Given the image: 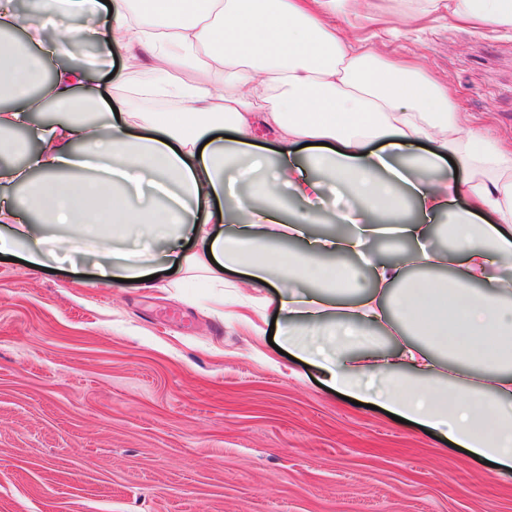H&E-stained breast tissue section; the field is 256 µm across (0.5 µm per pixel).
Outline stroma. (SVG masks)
I'll return each instance as SVG.
<instances>
[{
    "instance_id": "1",
    "label": "stroma",
    "mask_w": 512,
    "mask_h": 512,
    "mask_svg": "<svg viewBox=\"0 0 512 512\" xmlns=\"http://www.w3.org/2000/svg\"><path fill=\"white\" fill-rule=\"evenodd\" d=\"M397 35L336 25L415 55L484 135L512 140V31L410 20ZM113 50L95 83H139ZM104 282L92 258L0 260V512H512V469L338 397L202 271Z\"/></svg>"
}]
</instances>
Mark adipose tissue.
<instances>
[{"instance_id": "adipose-tissue-1", "label": "adipose tissue", "mask_w": 512, "mask_h": 512, "mask_svg": "<svg viewBox=\"0 0 512 512\" xmlns=\"http://www.w3.org/2000/svg\"><path fill=\"white\" fill-rule=\"evenodd\" d=\"M35 15L0 0V154L24 152L25 167L0 166V187H23L21 201L0 194V252L45 263L46 244L66 250L88 241L89 229L179 254L183 267L202 269L224 287L226 272L271 302L286 336L305 332L302 361L319 370L338 394L378 406L464 448L512 467V148L479 134L459 112L448 87L410 60L379 56L367 40L349 38L336 18H353L356 0H40ZM474 27L511 30L512 0H422L414 13H434ZM79 18L81 38L103 54L146 52L150 71L167 75L157 93L178 99L171 119L157 112L111 119L112 106L84 66L66 65L70 39L45 38L49 16ZM54 73H47V65ZM195 80L172 79L171 71ZM63 119L38 130L35 150L8 133L45 106ZM231 135L216 136L217 126ZM273 131L283 160L264 171L254 151L257 126ZM382 141L394 154L369 151ZM324 142L309 176L294 145ZM423 142L430 152L404 163L399 151ZM453 160L463 180L435 177ZM247 161V192L225 214L224 170ZM343 190L357 218L340 216L345 233L315 234L320 185ZM287 187L303 212L287 221L273 200ZM470 207L444 227L427 218L442 212L450 193ZM424 218L398 221L407 200ZM384 208L397 239L412 243L409 258L381 260L372 242L384 223L363 215ZM486 221H477V213ZM230 224L228 233L218 228ZM451 246L428 249L437 230ZM197 248L180 253L183 241ZM301 242L300 251L280 249ZM371 274L359 291L355 266ZM448 267L452 281L407 275L409 266ZM101 280L140 279L139 253L104 251ZM411 335L384 351L354 352L368 330Z\"/></svg>"}]
</instances>
